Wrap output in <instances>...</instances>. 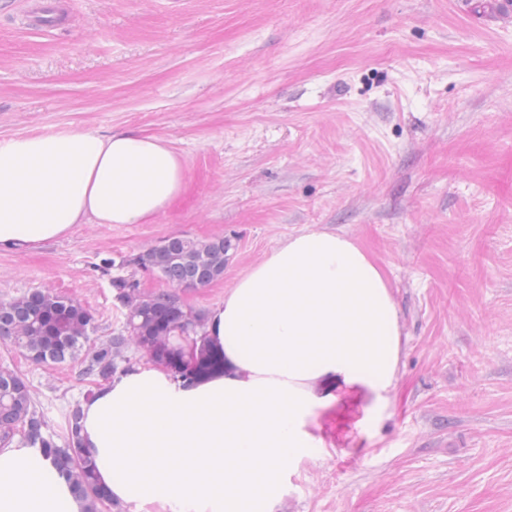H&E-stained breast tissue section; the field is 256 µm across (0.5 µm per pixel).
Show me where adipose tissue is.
I'll return each instance as SVG.
<instances>
[{
    "label": "adipose tissue",
    "instance_id": "adipose-tissue-1",
    "mask_svg": "<svg viewBox=\"0 0 512 512\" xmlns=\"http://www.w3.org/2000/svg\"><path fill=\"white\" fill-rule=\"evenodd\" d=\"M156 136L60 130L0 141V248L35 250L76 224H144L184 190ZM224 370L185 381L136 368L82 404L81 440L110 501L169 512H254L352 392L375 408L397 382L402 333L388 278L352 238L288 236L206 321ZM0 512H84L43 449L0 448Z\"/></svg>",
    "mask_w": 512,
    "mask_h": 512
}]
</instances>
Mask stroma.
<instances>
[{
	"mask_svg": "<svg viewBox=\"0 0 512 512\" xmlns=\"http://www.w3.org/2000/svg\"><path fill=\"white\" fill-rule=\"evenodd\" d=\"M0 0V140L63 129L168 141L185 187L147 224H77L0 250V302L46 288L120 331L114 277L179 235L233 239L201 315L288 235L344 233L383 267L403 350L375 412L319 417L324 447L256 512H512V7L499 0H58L66 29ZM0 366L62 434L102 383L80 360ZM21 12L25 15L26 29L34 32H50L55 24L50 17L52 9L50 6L42 7L38 1L28 0L20 4Z\"/></svg>",
	"mask_w": 512,
	"mask_h": 512,
	"instance_id": "35a3bbf8",
	"label": "stroma"
}]
</instances>
